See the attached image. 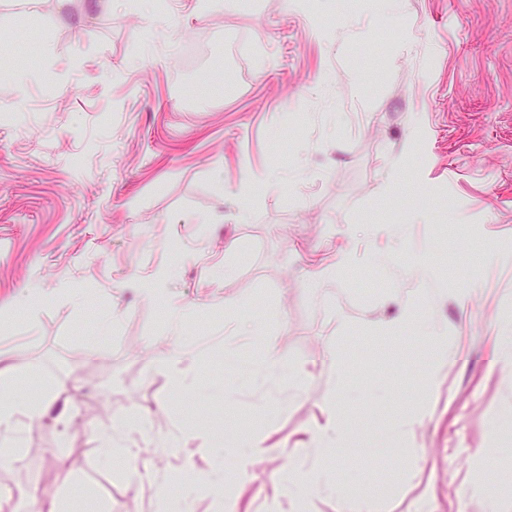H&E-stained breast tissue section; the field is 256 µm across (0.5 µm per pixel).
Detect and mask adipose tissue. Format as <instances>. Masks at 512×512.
<instances>
[{
	"label": "adipose tissue",
	"instance_id": "obj_1",
	"mask_svg": "<svg viewBox=\"0 0 512 512\" xmlns=\"http://www.w3.org/2000/svg\"><path fill=\"white\" fill-rule=\"evenodd\" d=\"M19 376L0 377V463H11L24 453L22 434L28 423L40 418L50 407L44 396L26 398L18 394ZM151 421L134 413L123 415L102 429L98 441L108 455L132 460L139 453L137 440L152 432Z\"/></svg>",
	"mask_w": 512,
	"mask_h": 512
}]
</instances>
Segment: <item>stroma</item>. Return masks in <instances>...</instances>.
Listing matches in <instances>:
<instances>
[{
    "mask_svg": "<svg viewBox=\"0 0 512 512\" xmlns=\"http://www.w3.org/2000/svg\"><path fill=\"white\" fill-rule=\"evenodd\" d=\"M1 15L0 370L55 397L0 466L10 512L34 485L76 512H155L132 476L146 461L182 470L179 512H214L197 449L215 421L239 435L218 445L239 512L283 500L291 469L329 472L310 512H512V0ZM435 330L450 355L432 385ZM187 350L189 392L167 363ZM332 395L361 451L321 460L307 444ZM132 411L179 428L182 454L112 462L96 434ZM259 429L275 453L238 476Z\"/></svg>",
    "mask_w": 512,
    "mask_h": 512,
    "instance_id": "obj_1",
    "label": "stroma"
}]
</instances>
